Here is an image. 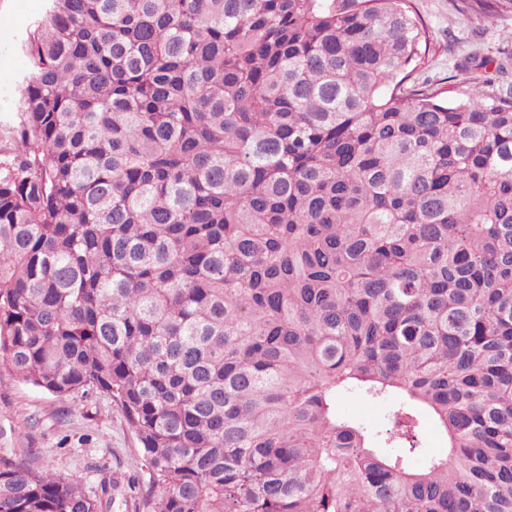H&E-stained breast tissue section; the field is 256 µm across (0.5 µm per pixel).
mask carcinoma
Listing matches in <instances>:
<instances>
[{"label":"carcinoma","instance_id":"1","mask_svg":"<svg viewBox=\"0 0 512 512\" xmlns=\"http://www.w3.org/2000/svg\"><path fill=\"white\" fill-rule=\"evenodd\" d=\"M48 2L0 149V366L116 402L146 512H512V91L405 87L409 0ZM424 418L443 451L391 454ZM101 507L0 457V512ZM390 401H366L351 395L339 397L336 411L343 415L362 420L370 428L384 430L387 427L386 416Z\"/></svg>","mask_w":512,"mask_h":512}]
</instances>
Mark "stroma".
Here are the masks:
<instances>
[{"instance_id": "1", "label": "stroma", "mask_w": 512, "mask_h": 512, "mask_svg": "<svg viewBox=\"0 0 512 512\" xmlns=\"http://www.w3.org/2000/svg\"><path fill=\"white\" fill-rule=\"evenodd\" d=\"M47 0H0V129L15 121V78L27 67L19 45ZM429 35L413 81L445 89L460 70L477 80L512 86V11L491 20L456 12L449 0H412ZM0 456L34 466L51 464L63 475L98 488L103 512H144L141 489L148 471L141 444L121 409L102 396L64 402L0 368Z\"/></svg>"}]
</instances>
